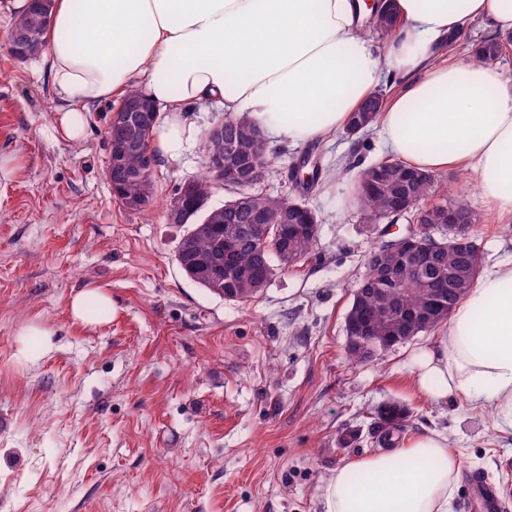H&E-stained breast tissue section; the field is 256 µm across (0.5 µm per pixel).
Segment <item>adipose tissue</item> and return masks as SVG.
Segmentation results:
<instances>
[{"instance_id":"adipose-tissue-1","label":"adipose tissue","mask_w":512,"mask_h":512,"mask_svg":"<svg viewBox=\"0 0 512 512\" xmlns=\"http://www.w3.org/2000/svg\"><path fill=\"white\" fill-rule=\"evenodd\" d=\"M395 32L377 46L365 0H52L45 61L59 133L80 141L91 105L128 94L163 104L153 143L173 155L187 112L211 102L246 116L270 147L328 141L383 74L399 89L377 120L392 159L474 175L490 210L512 221V80L497 60L439 46L479 23L512 38V0H393ZM441 402L463 398L512 427V258L480 279L413 372ZM460 458L447 437L352 459L325 488V512H453Z\"/></svg>"}]
</instances>
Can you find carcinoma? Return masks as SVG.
<instances>
[{
	"instance_id": "obj_1",
	"label": "carcinoma",
	"mask_w": 512,
	"mask_h": 512,
	"mask_svg": "<svg viewBox=\"0 0 512 512\" xmlns=\"http://www.w3.org/2000/svg\"><path fill=\"white\" fill-rule=\"evenodd\" d=\"M38 39H43L46 20L40 12V5L32 4L30 11L16 19ZM368 28L383 36H391L394 20L389 12L370 15ZM499 44L490 40L471 49L477 60L495 57ZM256 126L245 117L224 119V140L203 139V145L212 153L223 151V144L235 145V152L226 153V168L235 169L246 159H253L254 170L263 176L271 165L272 150L267 141L256 138ZM155 131H135L134 137L139 151L130 153L124 166L132 177L123 184L126 195L142 199V209L150 207L154 200L153 173L140 172L142 153L151 150ZM375 174V186L357 196L363 209L373 216H385L391 203L402 193L408 194L413 204H425L436 192L434 176L408 168L398 161L387 160L368 166ZM199 198L209 200L215 189L210 169L192 179ZM232 195L224 201V220L212 224L204 220L216 208L205 205L188 219L184 232L192 236V248L176 253L175 260L180 270L191 276L190 268L201 260H209L223 266L230 264L234 273L225 276L210 287L205 283L197 285L214 294L216 289L224 290L226 300L249 301L261 292L277 273L311 258L317 245V236L308 233L302 236L279 234V226L272 225L273 231L266 237L257 235L259 224L249 223L250 212L256 211L272 217L279 216L286 207L281 198L261 194L250 196L249 209L233 210ZM448 203H431L425 212L424 223L432 225L431 234L439 243L436 252L420 256L421 273L400 266L395 252L377 248L367 258L366 270L373 271L371 287H381L378 276L387 271L397 273V287L387 289L388 300L378 302L352 299L346 314L350 322L347 335V356L352 361L362 359L359 338L367 336L373 340L372 353H384L398 344L415 336L434 330L448 323L449 313L454 311L467 296L482 269V257L477 249H464L448 244L451 235L448 225L441 223V212ZM409 417V409L398 402H387L376 408L373 417L372 435L387 445H393V434L403 428Z\"/></svg>"
}]
</instances>
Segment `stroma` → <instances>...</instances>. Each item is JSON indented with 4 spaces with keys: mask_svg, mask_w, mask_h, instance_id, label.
<instances>
[{
    "mask_svg": "<svg viewBox=\"0 0 512 512\" xmlns=\"http://www.w3.org/2000/svg\"><path fill=\"white\" fill-rule=\"evenodd\" d=\"M12 17L0 14V156L22 170L0 180V512H325L336 467L382 452L372 414L397 401L400 439L442 432L460 454L454 512H477L469 475L498 485L512 512V429L466 400L437 404L412 381L436 333L354 363L346 356L351 291L383 233L406 219H367L353 171L385 160L377 130L281 147L255 192L304 197L318 216L314 256L239 303L210 294L175 263L182 225L166 221L175 187L206 165L202 136L225 113L195 106L176 156L153 172V206L127 210L107 179L111 103L93 106L85 137L53 129L56 97L44 58L17 62ZM314 154L317 184L300 194L293 166ZM437 195L484 214L471 233L483 272L512 256V226L486 217L474 177L435 175ZM112 296L89 330L71 320L79 289ZM53 332L37 363L13 359L16 333ZM359 431L357 443L337 438Z\"/></svg>",
    "mask_w": 512,
    "mask_h": 512,
    "instance_id": "35a3bbf8",
    "label": "stroma"
}]
</instances>
